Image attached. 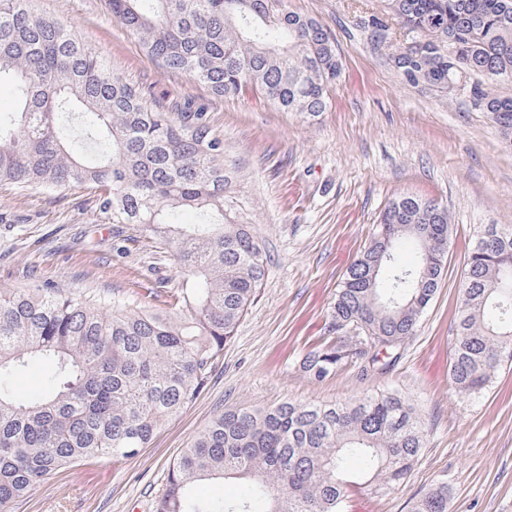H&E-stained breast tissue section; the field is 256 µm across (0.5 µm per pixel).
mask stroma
Here are the masks:
<instances>
[{
  "instance_id": "obj_1",
  "label": "stroma",
  "mask_w": 512,
  "mask_h": 512,
  "mask_svg": "<svg viewBox=\"0 0 512 512\" xmlns=\"http://www.w3.org/2000/svg\"><path fill=\"white\" fill-rule=\"evenodd\" d=\"M385 6L282 0L284 10L324 24L342 60L326 112L309 121L254 91L220 98L165 72L104 0H33V9L66 23L149 102L206 109L232 175L226 202L252 224L268 270L207 388L148 448L61 469L18 512H154L174 459L225 407L345 402L391 387L420 407L425 446L402 486L378 497L353 494L348 512H408L413 497L443 478L448 512H512V365L472 397L458 395L448 372L465 253L480 225L512 226V147L464 100L403 79L389 59L400 28ZM374 15L388 25L389 42L368 27ZM404 192L438 201L451 217L436 297L389 373L366 377L347 364L315 380L302 362L323 344L336 287L389 199ZM182 283L171 251L148 246L131 225L108 223L93 191L0 185V293L56 288L158 308Z\"/></svg>"
}]
</instances>
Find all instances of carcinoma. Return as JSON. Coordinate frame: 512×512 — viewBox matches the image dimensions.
Returning a JSON list of instances; mask_svg holds the SVG:
<instances>
[{
    "label": "carcinoma",
    "mask_w": 512,
    "mask_h": 512,
    "mask_svg": "<svg viewBox=\"0 0 512 512\" xmlns=\"http://www.w3.org/2000/svg\"><path fill=\"white\" fill-rule=\"evenodd\" d=\"M280 0H108L113 17L168 73L217 97L247 89L277 109L316 118L341 71L334 37ZM395 20L420 41L390 59L414 85L452 102L448 79L481 72L483 112L512 144V0H389ZM11 76L21 108L0 116V184L98 191L101 214L170 248L187 287L161 312L36 288L0 294V512H16L57 470L95 458H131L208 386L214 365L254 303L267 255L251 225L224 209V139L205 110L168 112L112 72L63 22L29 0H0V76ZM88 118L97 154L75 151L70 121ZM191 209L199 224H182ZM448 210L400 195L340 282L329 341L305 371L322 380L344 363L361 375L388 373L418 331L442 282ZM467 273L451 327L452 382L481 394L512 362V227L486 224L467 251ZM364 323L362 349L347 327ZM31 362L44 389L20 394L14 379ZM425 445V427L405 394L388 388L330 404L284 401L229 406L181 449L155 512H345L348 463L365 487L402 485ZM245 479L235 499L203 498V480ZM410 512H448V482L419 493Z\"/></svg>",
    "instance_id": "obj_1"
}]
</instances>
